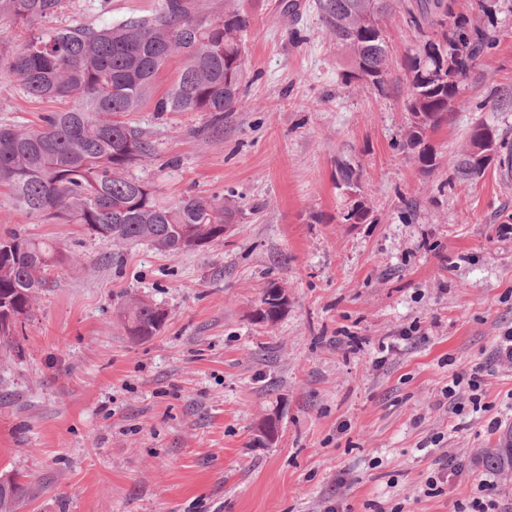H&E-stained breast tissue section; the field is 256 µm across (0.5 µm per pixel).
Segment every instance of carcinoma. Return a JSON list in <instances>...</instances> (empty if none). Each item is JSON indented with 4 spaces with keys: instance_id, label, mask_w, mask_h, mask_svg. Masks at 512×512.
I'll return each mask as SVG.
<instances>
[{
    "instance_id": "obj_1",
    "label": "carcinoma",
    "mask_w": 512,
    "mask_h": 512,
    "mask_svg": "<svg viewBox=\"0 0 512 512\" xmlns=\"http://www.w3.org/2000/svg\"><path fill=\"white\" fill-rule=\"evenodd\" d=\"M395 0H316L326 34L349 57L347 82H362L384 92L391 64L380 21ZM64 0H0V23L21 24L28 36L8 53L0 67L12 82H0V103L18 85L27 95L53 100L70 98V108L40 116L41 124L21 129L0 123V189L16 209L40 221L60 219L117 245L146 242L168 255L186 251L182 240L199 245L223 237L234 223L228 201L185 194L163 205L153 190L128 174L150 157L152 144L138 127L120 119L153 100L156 112H208L215 125L235 111L245 77L243 32L249 15L238 0H224V14L204 16L190 0H164L155 14L126 19L105 28L79 24L44 28L58 15ZM415 31L423 36L405 83V106L412 125L407 145L424 173L436 166L427 144L430 134L448 121L460 85L473 62L493 43L491 32L454 10V0H415L407 9ZM174 56L185 59L170 88L155 97L156 80ZM487 123L470 131L468 150L481 146ZM72 261L56 242L35 239L17 229L0 233V320L14 315L11 330H0V348L20 350L18 323L48 286L54 268ZM284 290L265 291L268 308L260 319L275 322L277 299ZM130 338L157 335L165 314L141 298L127 300L119 312ZM493 469L512 471V434L485 457ZM0 486V512H17L29 498L30 483L10 474Z\"/></svg>"
}]
</instances>
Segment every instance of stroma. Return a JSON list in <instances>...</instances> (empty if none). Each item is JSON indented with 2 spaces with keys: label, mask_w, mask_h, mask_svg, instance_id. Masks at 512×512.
Returning <instances> with one entry per match:
<instances>
[{
  "label": "stroma",
  "mask_w": 512,
  "mask_h": 512,
  "mask_svg": "<svg viewBox=\"0 0 512 512\" xmlns=\"http://www.w3.org/2000/svg\"><path fill=\"white\" fill-rule=\"evenodd\" d=\"M314 2L286 15L280 0H241L245 87L221 127L150 102L127 116L154 145L130 175L164 203L229 200L241 215L224 239L171 256L34 220L0 195V231L56 239L74 257L52 271L20 352L0 353V473L34 485L19 512H455L485 479L512 512V472L483 463L512 426V366L495 358L512 330V186L497 164L469 182L456 173L475 122L512 143V107L475 108L512 90V0H489L490 16L456 0L498 41L431 135L428 174L403 147L411 0L384 21L394 79L382 94L344 82L348 57ZM162 3L67 0L50 25L100 28ZM64 107L17 89L0 122L30 128ZM345 162L370 210L361 224L343 219ZM273 283L288 308L262 323ZM130 297L166 314L148 341L117 323ZM476 367L487 408L456 415L442 390ZM267 419L278 434L263 446Z\"/></svg>",
  "instance_id": "obj_1"
}]
</instances>
